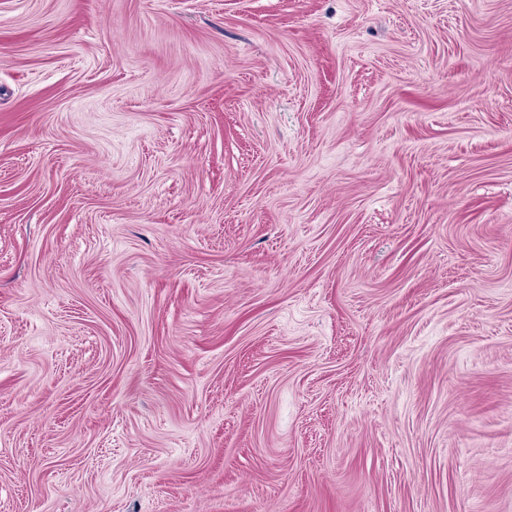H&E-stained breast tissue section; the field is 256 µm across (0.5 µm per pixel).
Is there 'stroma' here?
<instances>
[{
  "instance_id": "35a3bbf8",
  "label": "stroma",
  "mask_w": 512,
  "mask_h": 512,
  "mask_svg": "<svg viewBox=\"0 0 512 512\" xmlns=\"http://www.w3.org/2000/svg\"><path fill=\"white\" fill-rule=\"evenodd\" d=\"M0 512H512V0H0Z\"/></svg>"
}]
</instances>
